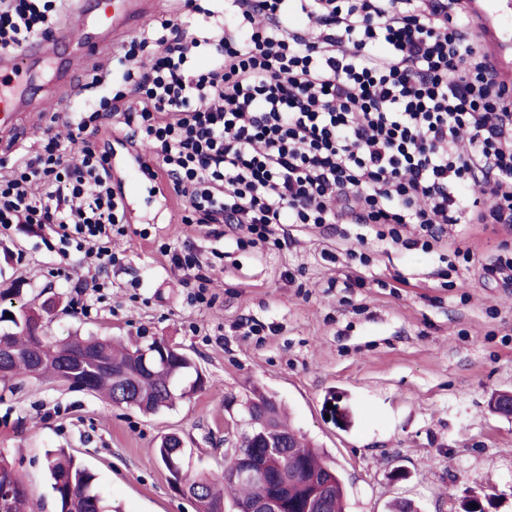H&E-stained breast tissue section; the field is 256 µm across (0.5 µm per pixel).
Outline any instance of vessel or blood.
Here are the masks:
<instances>
[{
    "mask_svg": "<svg viewBox=\"0 0 512 512\" xmlns=\"http://www.w3.org/2000/svg\"><path fill=\"white\" fill-rule=\"evenodd\" d=\"M99 5L100 25L117 40L136 27L140 18L153 8L154 0H99ZM469 8L479 24L499 80L511 88L512 55L507 53L506 45L512 40V33L504 30L501 14L492 0H470ZM56 51V41L35 39L15 55L0 57V130L7 132L9 138H17V117L28 106L26 85L31 65L49 61Z\"/></svg>",
    "mask_w": 512,
    "mask_h": 512,
    "instance_id": "1",
    "label": "vessel or blood"
}]
</instances>
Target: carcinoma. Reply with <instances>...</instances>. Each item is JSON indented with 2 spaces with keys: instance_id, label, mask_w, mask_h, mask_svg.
<instances>
[{
  "instance_id": "obj_1",
  "label": "carcinoma",
  "mask_w": 512,
  "mask_h": 512,
  "mask_svg": "<svg viewBox=\"0 0 512 512\" xmlns=\"http://www.w3.org/2000/svg\"><path fill=\"white\" fill-rule=\"evenodd\" d=\"M45 308L23 305L13 317L0 310V345L17 354V362L0 373V381L8 383L20 375L50 377L57 382L70 377L85 383L90 391L102 395L115 405L134 408L144 414L162 408L171 409L179 399L187 398L204 387L206 376L181 349L163 340L140 339L123 346L110 338L90 336L71 338L66 343L51 340L43 322ZM85 350L98 353L111 364L102 368L90 362H77L70 367L73 374L62 371V364L81 356ZM252 424L240 433V443L220 472L193 474L185 467L172 468L170 458L184 453L177 435L165 437L156 455L169 475L171 487H182L195 495L197 512H224V493H229L235 512H249L256 500L270 498L288 485L281 512H316L310 505L311 476L329 487L324 512H346L347 489L341 474L331 466L323 450L303 441L297 431L282 419L280 405L270 396L258 394L246 402ZM270 445L277 452L273 460L281 481L260 485L234 478V473L249 462L258 467ZM46 466L52 480L57 512H112L94 487L95 475L75 462L64 451L46 455ZM8 483L12 493L6 512H27L28 498L24 474L0 460V484Z\"/></svg>"
}]
</instances>
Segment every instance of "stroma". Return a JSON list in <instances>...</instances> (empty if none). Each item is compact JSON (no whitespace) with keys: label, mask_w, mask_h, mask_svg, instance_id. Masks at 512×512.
Here are the masks:
<instances>
[{"label":"stroma","mask_w":512,"mask_h":512,"mask_svg":"<svg viewBox=\"0 0 512 512\" xmlns=\"http://www.w3.org/2000/svg\"><path fill=\"white\" fill-rule=\"evenodd\" d=\"M59 32L71 78L60 86L53 70L39 71L40 110L21 146L77 97L96 95L89 75L109 60L77 54L87 31L76 12H66ZM139 215L119 244L111 287L86 316L71 308L74 285L90 277L82 253L60 256L45 232L25 224L0 236V290L18 289L17 306L55 302L52 339L165 338L206 375L202 391L151 416L47 379L0 384V458L24 473L29 512H55L45 454L58 448L94 473L120 512H195L154 450L173 433L185 442L186 468L222 470L236 443L226 422L255 387L325 450L345 480L347 512H390L398 501L414 512H461L471 495L487 512H512V417L489 407L496 393L512 392V286L482 272L512 249V234L452 227L446 245L426 252L338 224L322 236L296 227L281 245L240 249L231 236L181 223L175 201L140 199ZM164 242L204 257L223 251L212 305L191 303L192 288L160 261ZM349 248L369 257L360 287L342 280ZM466 248L476 262L464 261ZM326 249L334 260L323 258ZM244 318L257 334L245 335Z\"/></svg>","instance_id":"1"}]
</instances>
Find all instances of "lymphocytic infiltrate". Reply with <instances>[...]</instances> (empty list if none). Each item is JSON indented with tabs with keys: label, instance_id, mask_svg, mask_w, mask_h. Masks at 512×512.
I'll return each mask as SVG.
<instances>
[{
	"label": "lymphocytic infiltrate",
	"instance_id": "obj_1",
	"mask_svg": "<svg viewBox=\"0 0 512 512\" xmlns=\"http://www.w3.org/2000/svg\"><path fill=\"white\" fill-rule=\"evenodd\" d=\"M65 5L0 0V54L57 29ZM90 83L107 91L60 115L65 134L45 129L34 154L0 160V233L40 225L93 267L74 308L108 287L127 233L95 144L106 128L147 147L181 223L225 225L242 247L292 224L373 226L395 244L414 225L426 250L450 224L512 230V94L466 0H181ZM158 251L205 303L210 262Z\"/></svg>",
	"mask_w": 512,
	"mask_h": 512
}]
</instances>
